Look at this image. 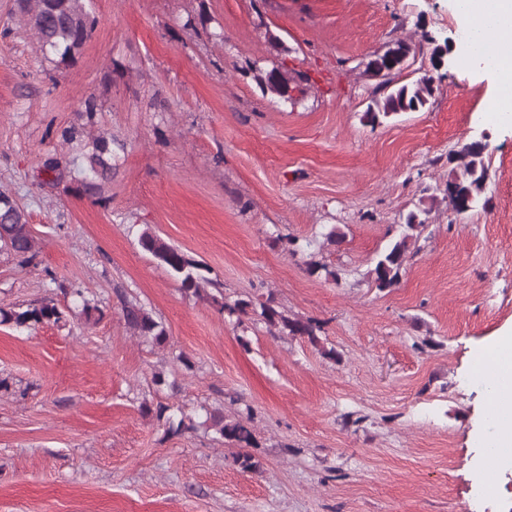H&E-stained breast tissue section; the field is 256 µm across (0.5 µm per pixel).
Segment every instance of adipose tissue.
Wrapping results in <instances>:
<instances>
[{
  "label": "adipose tissue",
  "mask_w": 512,
  "mask_h": 512,
  "mask_svg": "<svg viewBox=\"0 0 512 512\" xmlns=\"http://www.w3.org/2000/svg\"><path fill=\"white\" fill-rule=\"evenodd\" d=\"M457 23L476 39L455 56L465 76L488 79L481 114L487 122L512 124V0H450ZM471 376L491 384L483 418L473 435L481 462L493 469L512 467V331L474 346L468 355Z\"/></svg>",
  "instance_id": "ef3b65f1"
}]
</instances>
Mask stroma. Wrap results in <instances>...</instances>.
I'll return each mask as SVG.
<instances>
[{
	"instance_id": "1",
	"label": "stroma",
	"mask_w": 512,
	"mask_h": 512,
	"mask_svg": "<svg viewBox=\"0 0 512 512\" xmlns=\"http://www.w3.org/2000/svg\"><path fill=\"white\" fill-rule=\"evenodd\" d=\"M95 8L59 66L0 0V191L40 247L23 268L0 254V306L79 290L104 311L67 330L0 325V512H512V473L480 467L469 442L487 397L467 372L470 348L512 324V127L482 121L487 82L452 66L420 111L363 119L374 54L412 43L410 83L430 71V40L459 39L449 0ZM275 67L307 75L305 93L265 94L256 76ZM90 96L116 138L96 201L60 140ZM481 137L488 203L459 215L442 197L451 158ZM60 153L73 174L48 183ZM420 206L400 281L378 290L366 272ZM146 228L206 265L226 300L271 296L318 321L320 346L184 294L139 246ZM312 260L335 278L309 275ZM124 296L164 324L167 347L131 335ZM146 400L197 429L168 432ZM248 406L262 467L246 473L201 423Z\"/></svg>"
}]
</instances>
